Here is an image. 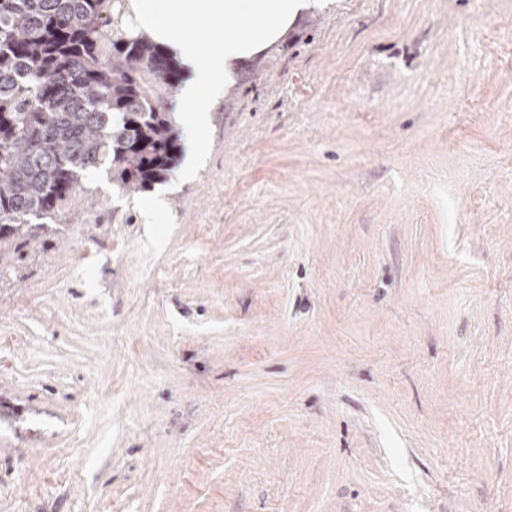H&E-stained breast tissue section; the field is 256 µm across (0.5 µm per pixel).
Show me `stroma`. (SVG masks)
Masks as SVG:
<instances>
[{
  "label": "stroma",
  "mask_w": 512,
  "mask_h": 512,
  "mask_svg": "<svg viewBox=\"0 0 512 512\" xmlns=\"http://www.w3.org/2000/svg\"><path fill=\"white\" fill-rule=\"evenodd\" d=\"M509 19L321 0L156 223L79 180L0 265V512H512Z\"/></svg>",
  "instance_id": "1"
}]
</instances>
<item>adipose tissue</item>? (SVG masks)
Listing matches in <instances>:
<instances>
[{"label":"adipose tissue","mask_w":512,"mask_h":512,"mask_svg":"<svg viewBox=\"0 0 512 512\" xmlns=\"http://www.w3.org/2000/svg\"><path fill=\"white\" fill-rule=\"evenodd\" d=\"M310 0H128L135 31L164 46L183 69L177 95L185 157L192 177L207 148L212 114L231 93L240 60L284 36ZM210 30L211 40L195 36Z\"/></svg>","instance_id":"1"}]
</instances>
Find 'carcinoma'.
I'll list each match as a JSON object with an SVG mask.
<instances>
[{"label": "carcinoma", "instance_id": "1", "mask_svg": "<svg viewBox=\"0 0 512 512\" xmlns=\"http://www.w3.org/2000/svg\"><path fill=\"white\" fill-rule=\"evenodd\" d=\"M115 0H0V256L53 222L79 179L145 190L181 149L165 90L181 67L113 20Z\"/></svg>", "mask_w": 512, "mask_h": 512}]
</instances>
